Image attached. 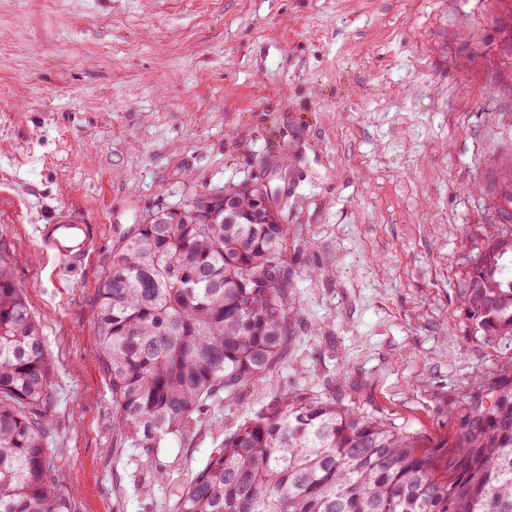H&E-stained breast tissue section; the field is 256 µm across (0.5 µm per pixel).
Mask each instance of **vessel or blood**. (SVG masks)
Returning a JSON list of instances; mask_svg holds the SVG:
<instances>
[{"instance_id": "obj_1", "label": "vessel or blood", "mask_w": 512, "mask_h": 512, "mask_svg": "<svg viewBox=\"0 0 512 512\" xmlns=\"http://www.w3.org/2000/svg\"><path fill=\"white\" fill-rule=\"evenodd\" d=\"M37 232L42 248L69 265L83 261L97 244L92 225L70 215L39 225Z\"/></svg>"}]
</instances>
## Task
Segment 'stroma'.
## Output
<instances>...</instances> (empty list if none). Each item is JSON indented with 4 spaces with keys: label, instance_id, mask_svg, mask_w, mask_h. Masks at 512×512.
Masks as SVG:
<instances>
[{
    "label": "stroma",
    "instance_id": "1",
    "mask_svg": "<svg viewBox=\"0 0 512 512\" xmlns=\"http://www.w3.org/2000/svg\"><path fill=\"white\" fill-rule=\"evenodd\" d=\"M511 38L512 0H0V248L43 327L48 448L76 512H173L212 420L286 385L405 427L447 473L449 408L512 363L457 299L505 230ZM266 174L291 226L283 360L146 461L113 429L98 359L112 248L158 206ZM61 213L96 229L75 267L35 232Z\"/></svg>",
    "mask_w": 512,
    "mask_h": 512
}]
</instances>
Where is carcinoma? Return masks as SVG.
<instances>
[{
    "label": "carcinoma",
    "mask_w": 512,
    "mask_h": 512,
    "mask_svg": "<svg viewBox=\"0 0 512 512\" xmlns=\"http://www.w3.org/2000/svg\"><path fill=\"white\" fill-rule=\"evenodd\" d=\"M198 200L158 207L161 223L119 239L98 290L114 428L148 458L162 437L192 434L207 403L264 382L294 317L290 225L226 223L222 202L216 223H194ZM12 266L0 253V512H73L63 460L46 448L53 363ZM459 302L476 340H512L511 233L481 249ZM449 414L456 453L441 478L413 433L285 389L224 425L176 512H512V363Z\"/></svg>",
    "instance_id": "1"
}]
</instances>
